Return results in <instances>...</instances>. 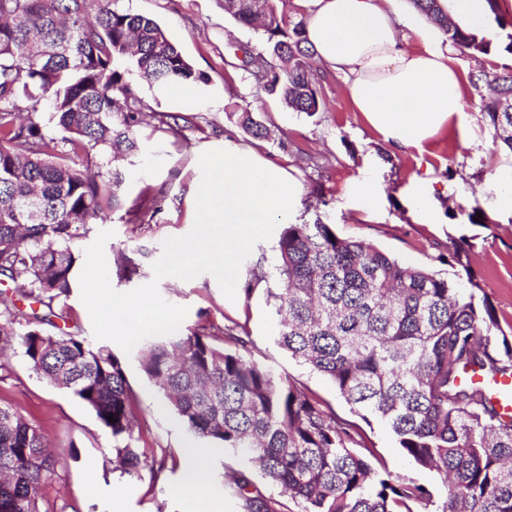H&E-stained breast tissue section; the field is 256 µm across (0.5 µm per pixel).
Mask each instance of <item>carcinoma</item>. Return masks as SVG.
I'll list each match as a JSON object with an SVG mask.
<instances>
[{
	"mask_svg": "<svg viewBox=\"0 0 512 512\" xmlns=\"http://www.w3.org/2000/svg\"><path fill=\"white\" fill-rule=\"evenodd\" d=\"M113 2L0 0V275L48 308L42 322L73 288L78 257L69 243L121 205L122 173L99 158L136 151L148 117L177 132L120 62L130 59L151 87L203 80L159 23ZM412 2L452 43L489 54L490 41L462 29L438 0ZM224 12L267 35L249 60L264 89L296 112H319L303 23L287 24L275 0H224ZM470 81L494 90L484 112L512 153V112L502 106L512 100V69ZM240 123L256 138L269 134L249 112ZM31 197L36 220L21 206ZM276 252L280 287L269 296L277 345L382 423L404 455L440 477L442 490L376 468L360 427L338 419L298 379L248 359L249 336L229 327L180 328L139 347L142 371L189 435L247 456L299 512H512V413L491 389L512 378V340L496 334L493 305L463 296L429 268L343 239L329 224L283 225ZM25 319L16 299L0 293V350L18 344L37 375L89 407L117 442L121 474L141 480L147 457L132 445L135 398L124 363L31 321L19 334L13 325ZM466 373L484 382L467 383ZM55 464L45 435L0 406V512H40ZM222 493L238 512H284L276 498L250 495L241 472L224 476Z\"/></svg>",
	"mask_w": 512,
	"mask_h": 512,
	"instance_id": "carcinoma-1",
	"label": "carcinoma"
}]
</instances>
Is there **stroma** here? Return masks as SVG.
Wrapping results in <instances>:
<instances>
[{"label":"stroma","instance_id":"1","mask_svg":"<svg viewBox=\"0 0 512 512\" xmlns=\"http://www.w3.org/2000/svg\"><path fill=\"white\" fill-rule=\"evenodd\" d=\"M114 6L156 20L204 77L196 85V103L182 108L170 104L164 92L142 86L154 110L191 116L193 124L178 137L154 120L142 126L139 151L114 162L123 174L121 207L71 243L72 251L81 255L100 231H112L105 256L115 290L127 292L148 283L163 241L190 231L201 153L226 143L243 144L284 167L299 183L291 222L329 224L341 238L372 244L405 264L439 271L457 283L462 294L488 300L501 329L512 332V153L495 139L483 110L488 90L467 82L479 70L512 67V54L502 49L505 33L497 24L489 26L490 54L475 58L452 48L453 63L465 81L462 119L450 123L420 153L397 149L371 131L355 112L343 79L322 68H315L314 76L325 106L315 115L293 111L268 94L243 63L245 51L263 49L266 35L226 14L224 0H115ZM243 112L268 127L267 138H254L241 127ZM364 180L376 196L375 205H366L356 190ZM420 190L430 197L425 212L415 203ZM144 193L156 197L157 208L144 222H130L127 210ZM472 212L481 213V223L469 222ZM459 244L467 250L465 268L446 261ZM276 245L272 238L254 246L248 263L262 262L269 275L253 285L247 269H240L235 300H228L208 274L188 281L164 278L159 292L169 303L187 307L183 328L215 332L227 325L245 326L258 364L298 378L326 400L339 419L360 423L327 379L275 342L278 319L267 291L276 285L270 275ZM121 254L127 259L123 266L117 262ZM123 358L137 402V447L156 452L185 446L188 435L182 421L168 410L137 356ZM0 405L40 428L50 443L56 465L41 490L43 512H113L117 506L123 512H182L174 493L181 470L167 469L156 476L147 471L140 481L126 480L114 469L112 437L95 414L70 391L33 372L17 348L0 353ZM361 425L392 474L439 486V477L404 456L383 425ZM231 470L245 473L252 492L279 497V489L242 455L228 452L206 459V476L215 490H222L224 474Z\"/></svg>","mask_w":512,"mask_h":512}]
</instances>
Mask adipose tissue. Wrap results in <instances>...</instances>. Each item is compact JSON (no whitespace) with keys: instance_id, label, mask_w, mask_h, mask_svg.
I'll return each mask as SVG.
<instances>
[{"instance_id":"adipose-tissue-1","label":"adipose tissue","mask_w":512,"mask_h":512,"mask_svg":"<svg viewBox=\"0 0 512 512\" xmlns=\"http://www.w3.org/2000/svg\"><path fill=\"white\" fill-rule=\"evenodd\" d=\"M305 14L308 46L327 70L344 77L366 123L393 147L424 150L464 110L460 76L446 47L407 0H293ZM421 48L400 43L399 25ZM177 494L184 512H220L204 473L206 449L184 448Z\"/></svg>"}]
</instances>
